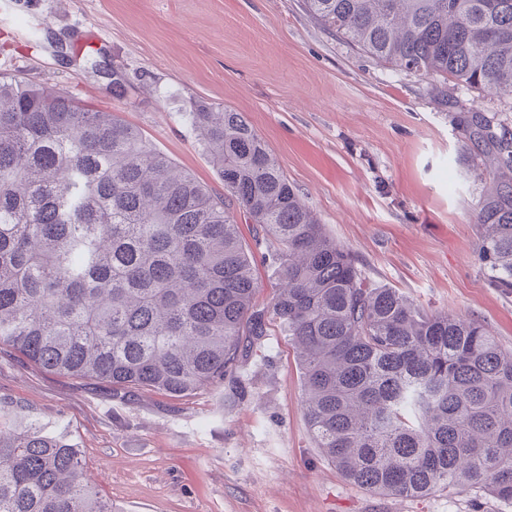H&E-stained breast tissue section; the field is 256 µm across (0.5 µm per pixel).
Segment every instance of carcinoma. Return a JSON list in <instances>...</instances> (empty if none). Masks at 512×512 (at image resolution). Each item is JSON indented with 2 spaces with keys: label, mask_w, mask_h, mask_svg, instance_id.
<instances>
[{
  "label": "carcinoma",
  "mask_w": 512,
  "mask_h": 512,
  "mask_svg": "<svg viewBox=\"0 0 512 512\" xmlns=\"http://www.w3.org/2000/svg\"><path fill=\"white\" fill-rule=\"evenodd\" d=\"M304 4L379 63L512 100V0ZM187 117L222 196L114 113L0 73V354L116 397L188 398L224 385L274 321L316 445L348 482L393 496L485 484L512 502V351L371 282L243 113L199 99ZM462 130L492 182L479 250L512 290V131L479 111ZM261 247L279 273L268 306ZM0 512L114 510L66 430L1 405Z\"/></svg>",
  "instance_id": "obj_1"
}]
</instances>
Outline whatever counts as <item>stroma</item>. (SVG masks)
<instances>
[{
    "mask_svg": "<svg viewBox=\"0 0 512 512\" xmlns=\"http://www.w3.org/2000/svg\"><path fill=\"white\" fill-rule=\"evenodd\" d=\"M33 25L64 61L26 43ZM0 72L119 112L219 195L185 114L199 98L245 113L366 277L512 350V291L492 284L479 250L491 183L460 124L477 109L512 129V105L490 91L377 63L303 0H0ZM302 396L275 325L223 387L183 400L115 398L0 357V401L66 429L116 512H512L480 485L393 497L351 484L316 448Z\"/></svg>",
    "mask_w": 512,
    "mask_h": 512,
    "instance_id": "35a3bbf8",
    "label": "stroma"
}]
</instances>
